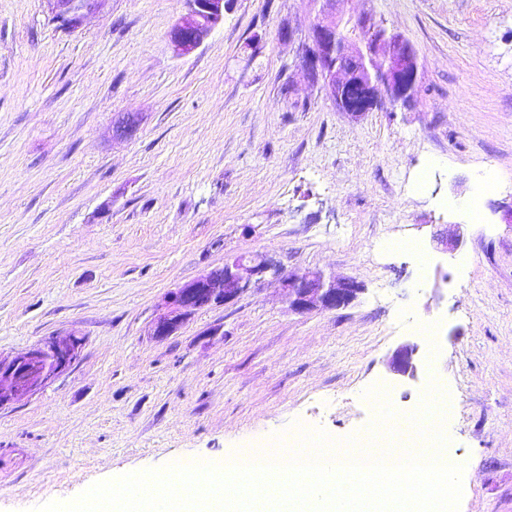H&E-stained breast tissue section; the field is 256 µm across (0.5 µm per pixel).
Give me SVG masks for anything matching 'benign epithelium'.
Wrapping results in <instances>:
<instances>
[{"label":"benign epithelium","instance_id":"benign-epithelium-1","mask_svg":"<svg viewBox=\"0 0 512 512\" xmlns=\"http://www.w3.org/2000/svg\"><path fill=\"white\" fill-rule=\"evenodd\" d=\"M55 18L68 29L78 28L84 16L99 9L102 0H48ZM230 0H186L187 13L169 30L175 52L186 55L197 49L224 22ZM320 7L308 32L309 52L303 68L311 81L321 83L336 108L360 117L378 107L406 106L419 86L418 51L395 29L372 14L352 16L347 0H317ZM366 32L363 38H343L342 24ZM141 119L124 115L115 122L113 135L131 138ZM271 269L262 255H237L220 268L167 292L161 313L151 327L157 338L171 336L198 310L226 304L249 290ZM284 300L297 312L331 310L351 304L362 291L353 279L326 278L318 271L295 273L281 283ZM83 339L52 337L11 358L0 357V410L29 398L64 373L78 358ZM418 346L405 344L395 350L390 368L402 377L417 374Z\"/></svg>","mask_w":512,"mask_h":512}]
</instances>
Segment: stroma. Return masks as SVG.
I'll list each match as a JSON object with an SVG mask.
<instances>
[{"label":"stroma","instance_id":"stroma-1","mask_svg":"<svg viewBox=\"0 0 512 512\" xmlns=\"http://www.w3.org/2000/svg\"><path fill=\"white\" fill-rule=\"evenodd\" d=\"M346 9L417 49L408 107L352 118L311 82L314 0H232L184 56V0H104L74 30L48 0H0V356L83 340L0 410V512L298 428L340 441L372 425L369 387L408 413L437 379L458 512H512V0ZM126 113L140 129L115 138ZM244 253L274 272L152 336L167 291ZM298 270L362 291L296 312L280 284ZM405 343L413 379L389 368Z\"/></svg>","mask_w":512,"mask_h":512}]
</instances>
